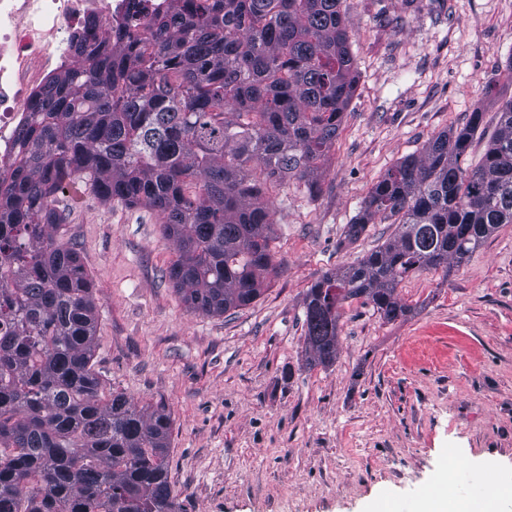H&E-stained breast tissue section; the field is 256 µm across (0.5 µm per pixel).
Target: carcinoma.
Instances as JSON below:
<instances>
[{
	"mask_svg": "<svg viewBox=\"0 0 512 512\" xmlns=\"http://www.w3.org/2000/svg\"><path fill=\"white\" fill-rule=\"evenodd\" d=\"M135 29L141 3L106 22L48 81L0 180V512H179L168 478L171 418L92 369L96 305L76 250L58 239L55 196L87 178L104 201L158 213L190 308L245 307L278 273L264 185L307 183L355 93L343 0H173ZM474 165L483 113L398 162L347 226L397 233L308 289L304 357L336 362L343 305L363 298L387 321L411 307L398 285L464 264L512 224V99Z\"/></svg>",
	"mask_w": 512,
	"mask_h": 512,
	"instance_id": "1",
	"label": "carcinoma"
}]
</instances>
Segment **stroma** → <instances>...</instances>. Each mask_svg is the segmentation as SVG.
Listing matches in <instances>:
<instances>
[{
    "label": "stroma",
    "instance_id": "1",
    "mask_svg": "<svg viewBox=\"0 0 512 512\" xmlns=\"http://www.w3.org/2000/svg\"><path fill=\"white\" fill-rule=\"evenodd\" d=\"M358 71L319 191L269 187L283 262L263 295L218 316L173 287L175 247L145 206L106 202L85 184L56 196L61 242L93 283V368L104 393L164 406L168 470L183 512H401L452 502L449 457L490 493L512 474V224L449 275L401 282L404 319L362 300L344 308L336 362L303 363L304 303L325 272L392 237L386 220L346 236L372 187L406 156L483 106L477 162L512 98V0H345Z\"/></svg>",
    "mask_w": 512,
    "mask_h": 512
}]
</instances>
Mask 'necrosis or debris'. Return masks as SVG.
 <instances>
[{"mask_svg": "<svg viewBox=\"0 0 512 512\" xmlns=\"http://www.w3.org/2000/svg\"><path fill=\"white\" fill-rule=\"evenodd\" d=\"M127 0H0V178L9 177L16 137L45 81L73 66L75 34L95 39L89 17L122 14Z\"/></svg>", "mask_w": 512, "mask_h": 512, "instance_id": "4bbe7bcc", "label": "necrosis or debris"}]
</instances>
